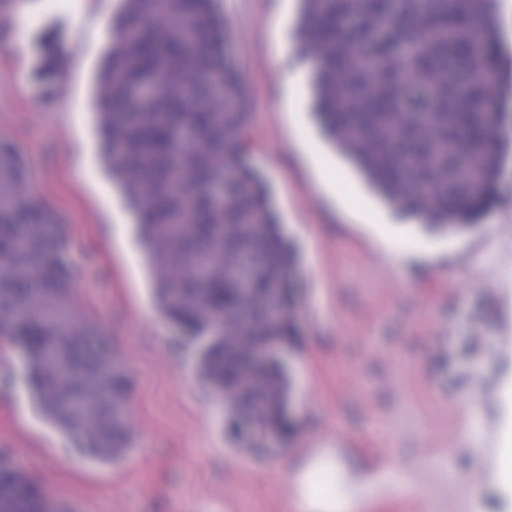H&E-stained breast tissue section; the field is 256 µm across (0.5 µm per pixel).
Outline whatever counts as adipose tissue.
Instances as JSON below:
<instances>
[{
	"label": "adipose tissue",
	"instance_id": "obj_1",
	"mask_svg": "<svg viewBox=\"0 0 512 512\" xmlns=\"http://www.w3.org/2000/svg\"><path fill=\"white\" fill-rule=\"evenodd\" d=\"M318 170L328 192L346 210L364 209V199L343 167L323 163ZM287 476L291 512H346L352 495L343 491L344 475L334 455L323 454L302 465L288 466Z\"/></svg>",
	"mask_w": 512,
	"mask_h": 512
}]
</instances>
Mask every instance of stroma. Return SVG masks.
I'll return each instance as SVG.
<instances>
[{
  "mask_svg": "<svg viewBox=\"0 0 512 512\" xmlns=\"http://www.w3.org/2000/svg\"><path fill=\"white\" fill-rule=\"evenodd\" d=\"M120 0H0V141L27 162L33 201L60 222L73 270L69 302L98 325L130 380L133 446L117 463L78 452L38 411L18 346L0 355V454L51 497L58 512H284L283 468L316 444L359 473L411 460L407 483H384L351 512H512L495 459L512 401V140L494 197L475 223L431 229L389 224V209L359 170L370 206L354 214L330 199L301 138L321 139L305 82L302 110L280 73L298 55L300 0H219L224 53L243 84L253 142L246 163L265 182L298 267L292 385L285 436L236 443L224 404L201 380L202 341L179 339L158 310L134 217L99 149L94 87L111 42L102 30ZM419 238L424 252L407 255ZM477 425L483 459L461 440ZM456 492H449V480Z\"/></svg>",
  "mask_w": 512,
  "mask_h": 512,
  "instance_id": "35a3bbf8",
  "label": "stroma"
}]
</instances>
